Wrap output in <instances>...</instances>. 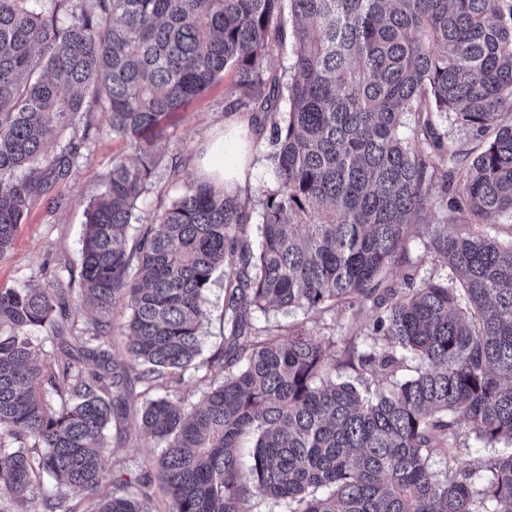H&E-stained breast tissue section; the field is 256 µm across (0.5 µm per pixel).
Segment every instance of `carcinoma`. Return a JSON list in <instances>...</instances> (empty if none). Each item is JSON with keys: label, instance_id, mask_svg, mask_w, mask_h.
Returning <instances> with one entry per match:
<instances>
[{"label": "carcinoma", "instance_id": "cac0c4a2", "mask_svg": "<svg viewBox=\"0 0 512 512\" xmlns=\"http://www.w3.org/2000/svg\"><path fill=\"white\" fill-rule=\"evenodd\" d=\"M289 43L288 67L270 68ZM229 73L224 111L269 130L260 211L193 182L127 248L171 115ZM435 114L493 139L472 157L447 145ZM69 129L48 154L46 136ZM104 133L136 160L115 156L101 176L78 274L0 289V455L17 444L0 458V498L12 512H74L40 494L44 474L98 493L104 430L128 383L144 396L184 381L218 273L222 382L191 407L146 400L158 487L125 481L87 512H154L158 492L168 512H244L256 494L290 512H512V452L478 484L452 443L464 422L512 446V237L482 225L512 212V0H0V254L33 198ZM450 178L458 192L437 199L433 183ZM422 224L432 274L416 286L413 267L383 286ZM75 283L96 309L88 338L69 322ZM269 305L369 314L372 349L348 346L341 365L373 383L336 374L301 324H249ZM35 327L58 341L47 365ZM409 356L423 368L400 380Z\"/></svg>", "mask_w": 512, "mask_h": 512}]
</instances>
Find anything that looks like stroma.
I'll list each match as a JSON object with an SVG mask.
<instances>
[{
	"label": "stroma",
	"instance_id": "obj_1",
	"mask_svg": "<svg viewBox=\"0 0 512 512\" xmlns=\"http://www.w3.org/2000/svg\"><path fill=\"white\" fill-rule=\"evenodd\" d=\"M229 79L218 81L202 98L192 101L172 116L169 135L162 142L163 160L156 168L147 191L138 202L139 220L128 228L129 239L140 235L141 218L149 216L158 202H171L191 182L197 181L198 159L208 148H220L224 138V93ZM89 162L75 169L64 180L36 196L33 207L20 224L12 247L0 254V288H20L36 282L46 284L52 279L68 281L69 271L77 267L82 249L89 202L101 191L99 176L112 166L115 155L131 156L126 143L103 135L91 142ZM224 288L214 283L204 306L197 369L187 370L185 381L170 390L172 400L184 405L198 404L210 384L221 382L224 372L213 364L214 354L223 348L222 319ZM305 322L313 337L330 354H337L350 329H360L369 322L367 314L348 313L329 317L320 313L300 311L285 313L277 309L255 317L256 326H285ZM135 396L128 408L115 413L105 431L107 448L104 469L107 476L100 492L112 493L118 479L153 476L149 460L158 453L154 439L146 436L140 426L144 398L141 385H134Z\"/></svg>",
	"mask_w": 512,
	"mask_h": 512
}]
</instances>
